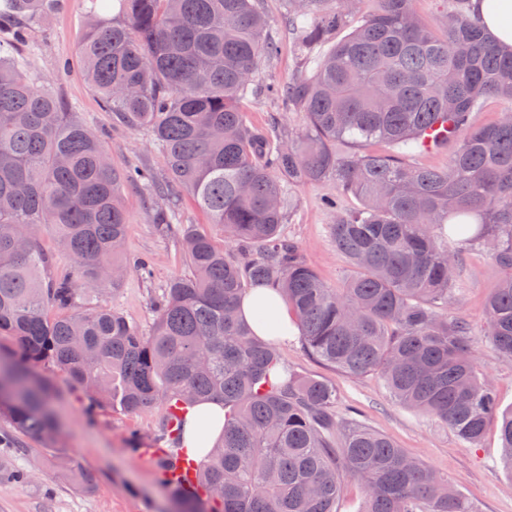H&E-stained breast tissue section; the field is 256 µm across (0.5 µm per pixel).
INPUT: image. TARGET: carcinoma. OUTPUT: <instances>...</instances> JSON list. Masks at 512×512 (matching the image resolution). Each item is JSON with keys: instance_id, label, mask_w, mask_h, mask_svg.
<instances>
[{"instance_id": "carcinoma-1", "label": "carcinoma", "mask_w": 512, "mask_h": 512, "mask_svg": "<svg viewBox=\"0 0 512 512\" xmlns=\"http://www.w3.org/2000/svg\"><path fill=\"white\" fill-rule=\"evenodd\" d=\"M58 2L0 0V335L17 347L0 369V417L29 443L58 438L52 387L32 373L52 362L126 412L224 402L223 433L194 458L203 495L183 497L187 512H336L347 477L363 486V512H475L430 467L341 415L336 390L289 370L276 340L237 309L250 289H273L311 357L350 378L377 375L395 401L473 448L499 419L512 468V411L499 412L492 385L477 376L469 323L448 314L460 261L452 234L487 247L504 273L486 319L491 343L512 360V113L471 123L485 99L512 100V49L464 0L438 31L411 0H369L373 8L337 42L354 0H287L298 54L331 48L312 74L272 89L306 114V127L259 132L240 102L276 47L256 0H121L122 20L94 18L80 45L90 86L151 132L171 185L227 238L259 248L240 262L160 210L190 273L167 283L145 333L97 298L118 285L100 280L101 269L127 268L121 185L147 175L105 163L101 138L63 111L19 54ZM440 119L450 124L448 165L408 162ZM324 180L358 200L330 225L352 265L342 288L324 283L280 231L293 190ZM41 230L73 258L69 273H52ZM53 308L69 314L51 317Z\"/></svg>"}]
</instances>
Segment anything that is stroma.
I'll use <instances>...</instances> for the list:
<instances>
[{
    "label": "stroma",
    "instance_id": "obj_1",
    "mask_svg": "<svg viewBox=\"0 0 512 512\" xmlns=\"http://www.w3.org/2000/svg\"><path fill=\"white\" fill-rule=\"evenodd\" d=\"M257 4L269 18V33L279 48L276 57L260 67V92L242 102L245 120L259 131L276 122L297 131L306 124L304 113L283 108L266 90L267 85L287 82L300 68L286 26V2L257 0ZM91 7L90 0H60L37 29L34 50L26 51L25 56L66 111L100 135L115 166L124 171L142 168L154 179L150 185L126 183L122 191L128 219L125 251L130 260H145L150 273L144 276L128 270L107 299L112 310L147 332L156 317L154 303L165 284L188 270L180 241L162 233L155 222L156 211L172 206L183 223L198 231L217 239L222 232L188 193L168 190L165 156L147 131L119 122L89 85L80 40ZM332 197L346 210L357 204L353 197L337 195L336 185L330 181L298 189L282 233L329 286L339 288L351 267L330 237L329 226L335 223L336 214L325 202ZM501 276V269L484 248L468 247L462 254L448 311L469 321L476 370L487 377L500 410L505 411L512 408V361L501 358L489 342L485 315L486 300ZM280 352L294 371L335 387L340 413L354 414L367 427L389 436L447 478L478 512H512V470L502 457L497 420L488 422L479 447L473 448L440 422L394 402L378 377L353 379L317 362L299 337L282 343ZM35 371L55 390L61 435L49 448L9 447L2 439L9 435L10 427L0 419V512H182L151 455L152 449L163 445L160 434L166 411L162 404L128 413L99 402L54 364L42 363ZM69 459L96 474L94 489L79 485L64 471L62 464Z\"/></svg>",
    "mask_w": 512,
    "mask_h": 512
}]
</instances>
